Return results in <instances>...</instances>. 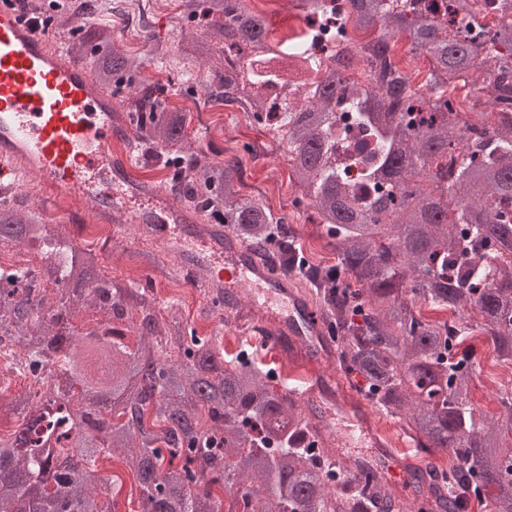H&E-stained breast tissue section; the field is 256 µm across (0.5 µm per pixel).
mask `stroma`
Returning a JSON list of instances; mask_svg holds the SVG:
<instances>
[{
	"instance_id": "stroma-1",
	"label": "stroma",
	"mask_w": 512,
	"mask_h": 512,
	"mask_svg": "<svg viewBox=\"0 0 512 512\" xmlns=\"http://www.w3.org/2000/svg\"><path fill=\"white\" fill-rule=\"evenodd\" d=\"M72 4L77 10L75 24L92 23L111 29L133 56L144 60L149 82L164 88L169 106L186 112L193 146H214L219 149L221 160L241 167L244 194L261 199L275 218L288 224L296 247L310 264H335L336 241L327 237L312 207L291 182L287 150L276 133L251 120L238 107L207 102L202 82L208 65L194 58L176 62L153 56L151 46L155 41L172 44L180 40L179 32L173 28L177 0H139L136 9L125 18L112 13L107 0H72ZM57 229L74 244L96 249L104 274L113 280L135 288L152 287L161 303L176 308L197 337L216 344L225 359L239 358L242 350L250 347L261 350L258 333L246 336L237 327H225L223 309L213 306L178 268H171L169 276H154L135 241L133 225H126V239L118 242L113 238L112 225L95 222L85 211L78 221L58 224ZM465 343L473 348L477 362L471 387L474 407L490 416H502L498 397L512 387L505 380L506 375L512 374V365L499 361L491 341L478 331H471ZM369 411L371 423L382 434L390 453L409 468L431 464L443 468L451 464V452L425 451L399 419L374 405ZM99 465L118 491L119 512H140L141 499L130 470L114 459H101Z\"/></svg>"
}]
</instances>
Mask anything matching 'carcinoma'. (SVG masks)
Returning <instances> with one entry per match:
<instances>
[{
    "label": "carcinoma",
    "mask_w": 512,
    "mask_h": 512,
    "mask_svg": "<svg viewBox=\"0 0 512 512\" xmlns=\"http://www.w3.org/2000/svg\"><path fill=\"white\" fill-rule=\"evenodd\" d=\"M352 2L346 22L376 32L366 43L372 82L346 75L352 61L313 60L312 89L270 121L247 86L267 46L265 20L246 0H180L178 18L194 26L198 56L220 46L224 68L206 79L208 99L237 103L277 132L295 184L336 239V265L312 275L324 283L317 306L340 368L420 447L455 455L448 484L433 466L413 473L433 512H467L473 497L487 512H512V393L500 395L501 421L478 413L473 352L458 348L465 331L421 310L476 313L475 329L512 362V0H495L497 22L481 37L453 28L479 0H444L442 20L414 0ZM398 36L430 60L425 83L389 59ZM66 57L121 96L138 145L170 170L167 187L185 208L295 260L288 230L242 194L237 164L184 156L186 113L153 96L143 62L110 31L82 25ZM453 81L471 83L473 106L489 105L499 123L461 111L446 95ZM339 97L370 136L353 146L363 164L354 182L336 166ZM492 239L495 264L481 255ZM0 242L44 259L37 270L0 265V346L18 348L27 370L48 371L39 401L0 397V417H23L0 434V512H115L98 468L115 451L132 465L140 512H401L373 468L353 473L314 450L311 421L267 372L224 360L154 294L103 275L96 251L1 190ZM86 309L103 318L75 328Z\"/></svg>",
    "instance_id": "obj_1"
}]
</instances>
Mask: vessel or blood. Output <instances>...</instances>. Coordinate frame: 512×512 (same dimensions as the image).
Wrapping results in <instances>:
<instances>
[{"instance_id": "vessel-or-blood-1", "label": "vessel or blood", "mask_w": 512, "mask_h": 512, "mask_svg": "<svg viewBox=\"0 0 512 512\" xmlns=\"http://www.w3.org/2000/svg\"><path fill=\"white\" fill-rule=\"evenodd\" d=\"M54 37L36 31L14 0H0V180L19 170L84 202L97 221L125 214L149 259L174 253L207 296L224 297L228 316L265 330L270 355L306 366L286 388L290 399L302 406L335 399L319 370L334 356L327 327L293 274L273 271L224 226L137 179L129 157L112 149L132 135L118 101L94 85L87 67L51 49ZM335 431L353 455L381 445L364 409Z\"/></svg>"}]
</instances>
